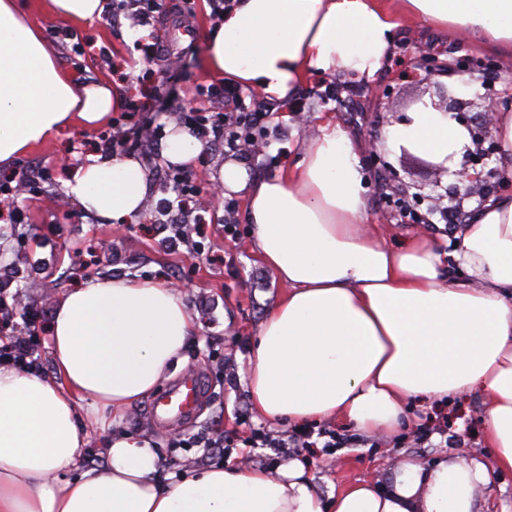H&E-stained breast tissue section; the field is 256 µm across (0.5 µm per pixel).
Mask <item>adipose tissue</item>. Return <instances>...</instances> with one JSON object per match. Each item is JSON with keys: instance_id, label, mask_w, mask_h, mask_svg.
<instances>
[{"instance_id": "1", "label": "adipose tissue", "mask_w": 512, "mask_h": 512, "mask_svg": "<svg viewBox=\"0 0 512 512\" xmlns=\"http://www.w3.org/2000/svg\"><path fill=\"white\" fill-rule=\"evenodd\" d=\"M406 20L512 53V0H235L206 36V66L283 101L314 75L373 74ZM119 105L110 84L61 68L17 0H0V168L70 124H102ZM385 136L442 162L470 144L430 107ZM219 180L245 193L255 249L287 286L252 346L254 409L392 433L408 422L407 402L439 405L477 389L490 460L409 458L389 487L358 481L328 501L298 459L273 472L163 476L149 442L128 436L108 443L104 466H86L79 401L123 415L193 334L177 289L104 279L55 309L56 378L0 367V512H475L479 491L512 470V194L488 198L451 250L426 235L393 249L368 229L359 147L330 120L277 175L253 178L229 160ZM67 186L87 212L120 222L142 213L147 176L137 159L93 156ZM450 269L457 277L444 279Z\"/></svg>"}]
</instances>
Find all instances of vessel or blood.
<instances>
[{
    "instance_id": "vessel-or-blood-1",
    "label": "vessel or blood",
    "mask_w": 512,
    "mask_h": 512,
    "mask_svg": "<svg viewBox=\"0 0 512 512\" xmlns=\"http://www.w3.org/2000/svg\"><path fill=\"white\" fill-rule=\"evenodd\" d=\"M204 395L201 372L196 367H186L168 389L153 398L149 407L150 417L161 428L184 423L197 415Z\"/></svg>"
}]
</instances>
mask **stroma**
Listing matches in <instances>:
<instances>
[{"instance_id": "obj_1", "label": "stroma", "mask_w": 512, "mask_h": 512, "mask_svg": "<svg viewBox=\"0 0 512 512\" xmlns=\"http://www.w3.org/2000/svg\"><path fill=\"white\" fill-rule=\"evenodd\" d=\"M30 20L43 36L56 43L61 67L83 82H110L118 95H125L127 77L146 76L144 115L148 121L163 125L166 132L181 128L187 111H209L216 101L195 98L199 84L215 82L205 63L204 36L215 27L207 0H198L193 16H186L164 0L152 32L135 28L130 23L113 26L109 16L93 22H70L57 18L48 0H20ZM196 30L195 37L180 35L183 24ZM73 32L76 43H90L94 56H83L76 44L59 42L58 30ZM152 36L163 52H175L179 64L172 70L146 63L138 43ZM426 51L448 60L451 58L489 59L475 38L459 35L408 20L393 33L389 61L370 76L356 77L344 72L309 77L297 90L291 105H276L278 124L267 131V148L254 152L202 148L186 170L204 190L214 185L224 161L242 163L253 177H271L282 171L300 155L304 142L317 132L323 119L340 124L356 140L383 144L382 162H375L370 150H362L361 161L369 174L368 207L376 232L392 246L416 234L433 237L440 248H447L448 235L434 224H416L400 220L398 212L388 203L390 194L384 189L387 167H394L404 182L424 184L432 180L430 157L411 149L386 148L385 131L393 125L396 113L415 111L417 99L427 98L425 84L405 77L410 60L417 52ZM374 87L382 95L381 106H373L365 93ZM103 128L87 130L72 126L52 140L35 146L20 156V163L40 162L50 172L36 194L26 196V219L14 224L0 221V257L20 268H29L34 260L49 261L50 275L34 274L20 283L17 298L22 307L42 309L53 314L59 298L68 290L96 279H134L169 282L174 267H182L179 279L184 300L194 318L195 330L189 337L178 361L172 362L168 375H175L184 366L197 365L204 371L208 395L198 415L186 426V433L222 423L225 430L245 431L262 425L270 430H288V423H274L252 406L248 370L251 347L275 300L286 286L262 262L252 248L253 226L247 219L243 194H234L233 221L239 235L225 239L223 205L212 208L208 232L222 243L231 260L212 265L201 259L170 254L160 244L156 207L168 185L166 170L170 165L163 151H148L141 146L128 147L129 155L141 160L150 178L146 206L131 221L112 224L86 215L71 197L66 180L71 170L96 155V146ZM52 240L51 248L37 245L40 237ZM234 368V381H226V368ZM413 414L407 430L391 440L354 432L336 420L319 421V428L336 430L347 437L357 436L354 445H341L325 452L314 450L304 454L312 476V485L322 498L335 495L347 484L361 480L380 485L389 483L397 463L414 457L428 464L454 451L457 442H464L473 452H482L486 429L487 406L480 391H473L452 405L422 407L409 403ZM81 421L88 433L83 449L86 465L104 466L103 448L108 439L131 435L148 439L161 458L166 471L183 473L205 466L207 451L202 447L175 448L172 431L156 428L148 414L147 401H139L123 418L113 419L108 428H101L106 413L82 406Z\"/></svg>"}]
</instances>
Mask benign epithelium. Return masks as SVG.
I'll return each instance as SVG.
<instances>
[{
    "instance_id": "1",
    "label": "benign epithelium",
    "mask_w": 512,
    "mask_h": 512,
    "mask_svg": "<svg viewBox=\"0 0 512 512\" xmlns=\"http://www.w3.org/2000/svg\"><path fill=\"white\" fill-rule=\"evenodd\" d=\"M414 70L425 73L423 80L430 81L436 76H449L466 72L474 81L480 82L484 93L464 98L463 92H453L441 83H435L436 98L432 106L451 115L457 123L465 127L471 139V146L465 149L460 168L453 171L457 184L444 194L435 197L418 192L420 186L412 187L399 181L397 173H392V181L397 183L395 195L400 197L399 208L412 215V222L428 224L431 216L439 211L462 220L471 215V208L481 207L489 196L505 183L500 165L499 145L493 134L495 98L491 81L497 71L492 60L473 61L467 58L443 60L436 56H420L413 61ZM416 192H410V189ZM448 205H442L443 200ZM429 202L426 212L421 213L417 206Z\"/></svg>"
}]
</instances>
